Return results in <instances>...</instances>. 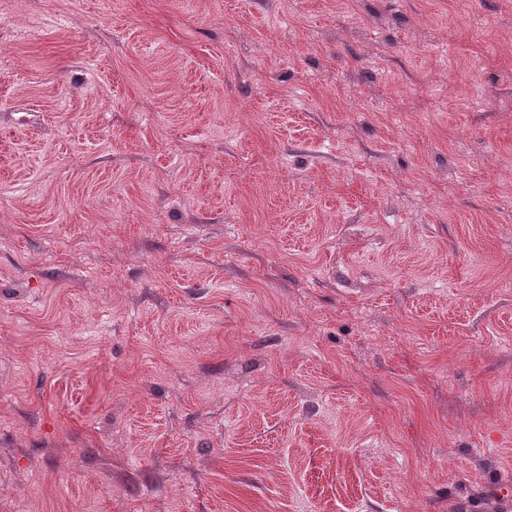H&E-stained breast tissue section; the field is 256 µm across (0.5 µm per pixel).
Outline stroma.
<instances>
[{
	"label": "stroma",
	"mask_w": 512,
	"mask_h": 512,
	"mask_svg": "<svg viewBox=\"0 0 512 512\" xmlns=\"http://www.w3.org/2000/svg\"><path fill=\"white\" fill-rule=\"evenodd\" d=\"M0 512H512V0H0Z\"/></svg>",
	"instance_id": "obj_1"
}]
</instances>
